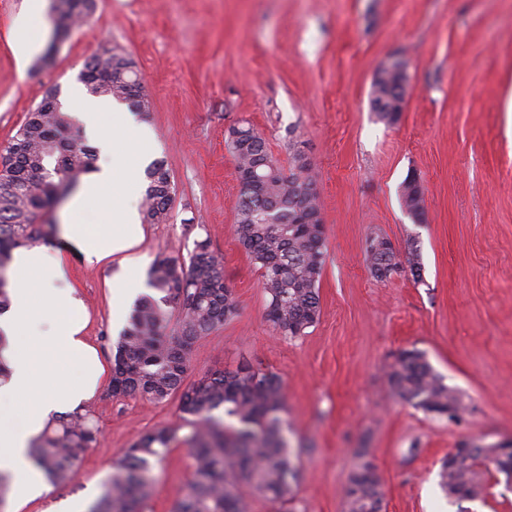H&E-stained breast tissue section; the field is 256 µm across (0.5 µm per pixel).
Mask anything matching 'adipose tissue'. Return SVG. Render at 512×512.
I'll return each mask as SVG.
<instances>
[{
  "mask_svg": "<svg viewBox=\"0 0 512 512\" xmlns=\"http://www.w3.org/2000/svg\"><path fill=\"white\" fill-rule=\"evenodd\" d=\"M69 102L104 160L70 204L64 252L38 245L13 252L10 304L0 312V335L7 340L0 358L10 371L0 385V470L11 476L17 508L50 491L29 459L32 442L61 413L83 411L105 371L83 334L87 313L69 282L66 253L90 265L122 256L124 270L109 283L113 323L125 320L129 301L144 288L140 260L133 255L143 230L126 189L138 182L147 133L130 114L113 111L109 100L75 88Z\"/></svg>",
  "mask_w": 512,
  "mask_h": 512,
  "instance_id": "obj_1",
  "label": "adipose tissue"
}]
</instances>
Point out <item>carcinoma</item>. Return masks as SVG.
I'll return each instance as SVG.
<instances>
[{
    "label": "carcinoma",
    "mask_w": 512,
    "mask_h": 512,
    "mask_svg": "<svg viewBox=\"0 0 512 512\" xmlns=\"http://www.w3.org/2000/svg\"><path fill=\"white\" fill-rule=\"evenodd\" d=\"M56 34L69 30L89 9V0H59ZM110 74L100 82V74ZM83 83L92 95L148 109L142 82L132 62L112 52L96 54L85 65ZM407 80L385 74L373 84L371 108L389 116L380 104L402 99ZM70 116L40 103L28 113L0 159V311L10 303L6 289L12 253L45 243L55 234L48 212L94 169V153L72 135ZM226 144L236 161L240 197L234 232L260 275L268 296L266 318L284 336H301L320 314L319 283L325 266L324 227L314 192L311 163L292 154L284 171L269 153L264 138L250 126H234ZM402 206L413 221L421 217L423 188L404 181ZM175 186L163 160L145 170L141 215L146 224L169 219ZM371 273L389 278L402 264L414 279L421 263L416 239L407 240L404 258L391 250H365ZM147 286L152 293L135 303L127 328L113 344L110 388L114 397H138L160 404L178 399L189 432L182 437L193 470L173 512H250V498L276 504L294 497L297 456L281 428L286 399L278 375L243 363L232 371L214 370L188 383L194 345L219 331L237 313L224 279L221 258L207 238L195 243L189 263L165 253L154 258ZM180 328L168 336L173 312ZM393 393L413 407L450 420L464 410L463 394L445 383L424 355L400 352L388 373ZM177 440L176 431L157 429L128 448L102 486L88 512H143L154 491V468ZM98 443V430L86 415H61L32 445L29 457L56 485L75 480L81 455ZM512 481V453L493 445L476 446L460 456L449 452L438 472V485L450 499L476 501L488 495L486 476ZM345 512H381L380 475L365 463L349 476L343 490Z\"/></svg>",
    "instance_id": "obj_1"
}]
</instances>
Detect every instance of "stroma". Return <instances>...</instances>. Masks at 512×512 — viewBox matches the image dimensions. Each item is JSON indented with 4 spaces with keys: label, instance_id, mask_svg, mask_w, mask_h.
<instances>
[{
    "label": "stroma",
    "instance_id": "1",
    "mask_svg": "<svg viewBox=\"0 0 512 512\" xmlns=\"http://www.w3.org/2000/svg\"><path fill=\"white\" fill-rule=\"evenodd\" d=\"M30 0H0V156L47 93L77 82L93 55L132 59L149 101L140 123L151 159L175 184L169 219L143 227L142 268L158 253L188 261L209 238L234 292L236 315L194 347L188 380L248 362L279 375L283 433L302 449L295 497L251 512H343L342 489L362 463L383 482V512H512V491L455 503L438 487L453 449L512 438V0H93L62 37L46 19L37 51L19 62L12 34ZM405 60L410 93L397 122L370 106L377 69ZM250 123L281 166L301 141L317 173L324 221L320 316L280 336L265 317L259 275L234 233L240 186L226 147ZM425 214L401 207L407 177ZM420 245L421 277H374L366 240ZM85 334L112 361L108 280L119 259L91 266L68 255ZM405 349L423 352L464 394L459 421L393 395L387 372ZM99 428L76 479L22 512H47L100 493L123 452L160 427L183 429L177 400L113 397L101 384L86 411ZM192 472L185 445L154 469L144 512H171Z\"/></svg>",
    "mask_w": 512,
    "mask_h": 512
}]
</instances>
